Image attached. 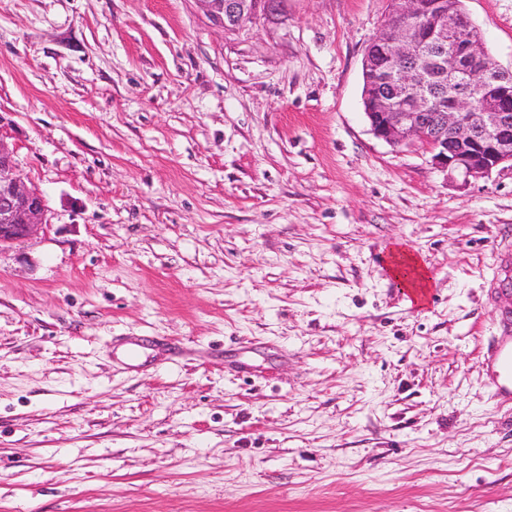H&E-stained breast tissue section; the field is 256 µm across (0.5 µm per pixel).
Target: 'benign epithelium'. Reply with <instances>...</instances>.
I'll list each match as a JSON object with an SVG mask.
<instances>
[{
	"instance_id": "7a95c632",
	"label": "benign epithelium",
	"mask_w": 512,
	"mask_h": 512,
	"mask_svg": "<svg viewBox=\"0 0 512 512\" xmlns=\"http://www.w3.org/2000/svg\"><path fill=\"white\" fill-rule=\"evenodd\" d=\"M227 30L257 14L253 0H203ZM394 22L363 60L365 116L394 148L419 144L433 164L479 177L512 164V69L482 63L478 36L457 0H392ZM0 114V246L44 224L42 193L17 172Z\"/></svg>"
}]
</instances>
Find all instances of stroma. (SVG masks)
Masks as SVG:
<instances>
[{"label":"stroma","instance_id":"obj_1","mask_svg":"<svg viewBox=\"0 0 512 512\" xmlns=\"http://www.w3.org/2000/svg\"><path fill=\"white\" fill-rule=\"evenodd\" d=\"M463 8L512 68V0ZM389 9L0 0V114L48 206L0 247V512H512L481 366L512 165L373 136ZM212 15L220 20L227 30L239 28L257 14L253 5L255 0H202Z\"/></svg>","mask_w":512,"mask_h":512}]
</instances>
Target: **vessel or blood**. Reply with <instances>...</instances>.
<instances>
[{
  "mask_svg": "<svg viewBox=\"0 0 512 512\" xmlns=\"http://www.w3.org/2000/svg\"><path fill=\"white\" fill-rule=\"evenodd\" d=\"M490 296L499 303L497 340L482 364L490 373L495 397L512 402V253L499 254L493 265Z\"/></svg>",
  "mask_w": 512,
  "mask_h": 512,
  "instance_id": "vessel-or-blood-1",
  "label": "vessel or blood"
}]
</instances>
